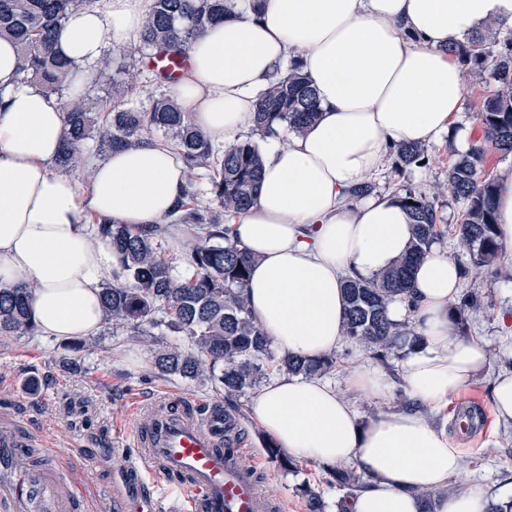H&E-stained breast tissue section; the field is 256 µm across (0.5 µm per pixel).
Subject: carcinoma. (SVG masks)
I'll use <instances>...</instances> for the list:
<instances>
[{
    "label": "carcinoma",
    "mask_w": 512,
    "mask_h": 512,
    "mask_svg": "<svg viewBox=\"0 0 512 512\" xmlns=\"http://www.w3.org/2000/svg\"><path fill=\"white\" fill-rule=\"evenodd\" d=\"M95 0H0V38L18 48L17 77L39 83L50 96L62 101L66 132L56 167L64 171L84 166L85 144L96 143L107 155L116 148L153 142L157 133L170 136L188 169L186 201L178 205L171 224L125 226L105 219L93 220L91 231L108 239L116 258L112 277L102 291L104 321L115 328L149 333L165 327L188 345L169 344L154 352L159 373L190 381H210L227 396L253 389L265 375V364L291 375L324 376L336 370L338 360L329 353L317 359L277 358L262 327L250 313L244 291L251 259L230 239L226 221L245 211L254 200L261 170L256 143L242 140L216 146L166 94L143 111L125 97L143 79L157 74L127 62L123 48H112V61L98 67L94 83L112 88V102L98 103L85 96L73 100L76 67L62 52L58 33L69 16ZM229 0H149L141 42L153 55L186 58L190 43L204 29L232 9ZM501 26L491 25L457 44L452 53L474 84L487 79L496 89L482 97L477 120L481 137L465 155L448 165L446 183L430 194L405 189L396 198L410 211L414 235L407 254L393 267L366 280L348 276L343 282L347 303L343 335L373 351L389 364L399 354L402 341L421 337L405 323L388 317L395 300L413 305L411 281L415 268L442 237L437 200L450 193L462 203L456 241L467 251L475 268L512 275L497 265L502 251L495 231L494 196L498 178L485 173L487 146L504 156L512 154V37H501ZM319 117L314 88L295 63L288 75L270 82L254 113L253 129L263 136L287 126L301 133ZM395 169L423 164L427 150L398 144L393 148ZM210 186L211 200L195 201L198 180ZM182 226L194 236L185 268L165 256L162 243L170 226ZM38 332L30 308V289L0 288V342ZM330 482L352 496L362 477L351 467L328 469ZM308 512H325L321 492L310 485L299 489Z\"/></svg>",
    "instance_id": "obj_1"
}]
</instances>
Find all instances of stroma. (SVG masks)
I'll list each match as a JSON object with an SVG mask.
<instances>
[{
    "mask_svg": "<svg viewBox=\"0 0 512 512\" xmlns=\"http://www.w3.org/2000/svg\"><path fill=\"white\" fill-rule=\"evenodd\" d=\"M449 161L448 142L443 139L429 146L423 165L400 172L385 165L375 186L379 193L388 195L406 187L430 192L434 185L446 182ZM437 206L443 231L439 247L470 270L469 254L456 247L460 204L446 195L439 198ZM461 290L475 292L481 306L469 311L456 331L485 344L488 364L467 391L454 398L451 416L435 415L431 421L464 450L463 474L449 480V490L480 487L488 499L506 500L512 498V421L497 423L488 418L467 431L460 428L459 419L470 410H489L495 376L512 370V281L470 270L461 281ZM88 342V348L80 351L65 341L42 335L17 336L0 344V417L15 415L32 432L49 434L61 459L77 457L76 476L81 482L109 490L117 485L118 472L136 455L134 431L144 403L157 396L220 403L224 394L208 383L161 375L153 363L154 351L167 342L161 334L136 336L104 325ZM336 354L342 363L327 379L343 389L344 399L355 406L362 419L403 407L405 398L396 392L374 400L344 390L350 368L373 362L370 351L345 343ZM250 402V395L238 397L233 412L242 427L239 443L246 448L248 461L265 473V493L282 499L287 512H306L298 493L300 485L306 483L320 490L326 512H336L341 493L330 485L324 467L298 461L284 470L270 462L267 438L251 418Z\"/></svg>",
    "mask_w": 512,
    "mask_h": 512,
    "instance_id": "obj_1",
    "label": "stroma"
}]
</instances>
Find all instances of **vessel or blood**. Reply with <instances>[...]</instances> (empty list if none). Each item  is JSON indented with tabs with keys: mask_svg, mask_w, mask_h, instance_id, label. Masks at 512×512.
Returning <instances> with one entry per match:
<instances>
[{
	"mask_svg": "<svg viewBox=\"0 0 512 512\" xmlns=\"http://www.w3.org/2000/svg\"><path fill=\"white\" fill-rule=\"evenodd\" d=\"M233 425L224 412L192 414L174 401L145 411L114 512H157L163 490L187 495L191 512H284L240 450L225 447ZM103 504L101 491L58 466L48 448L14 421H0V512H101Z\"/></svg>",
	"mask_w": 512,
	"mask_h": 512,
	"instance_id": "vessel-or-blood-1",
	"label": "vessel or blood"
}]
</instances>
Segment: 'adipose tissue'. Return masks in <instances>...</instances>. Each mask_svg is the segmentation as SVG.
I'll return each instance as SVG.
<instances>
[{
	"label": "adipose tissue",
	"mask_w": 512,
	"mask_h": 512,
	"mask_svg": "<svg viewBox=\"0 0 512 512\" xmlns=\"http://www.w3.org/2000/svg\"><path fill=\"white\" fill-rule=\"evenodd\" d=\"M145 12L146 0H95L70 15L59 44L82 79L106 47L140 41ZM491 21L512 27V0H261L257 13L225 15L192 42L173 95L213 140H240L270 76L296 55L321 108L305 134L262 145L256 199L231 224L254 260L249 308L277 356L336 350L344 274L371 278L406 251L412 218L398 201L349 195L382 170L393 144L449 133L459 151L471 147V123L455 119L465 81L451 49ZM16 67V46L0 39V286L30 288L39 331L71 341L100 328L115 264L91 218L160 223L181 199L184 165L172 148L143 145L82 172L54 171L63 112ZM459 273L431 248L414 271L413 303L389 306L391 320H413L423 338L399 361L406 408L364 422L329 382L280 372L252 399L254 423L288 455L367 477L352 512H486L483 489L448 493L462 452L429 420L487 362L483 343L452 325Z\"/></svg>",
	"instance_id": "obj_1"
}]
</instances>
